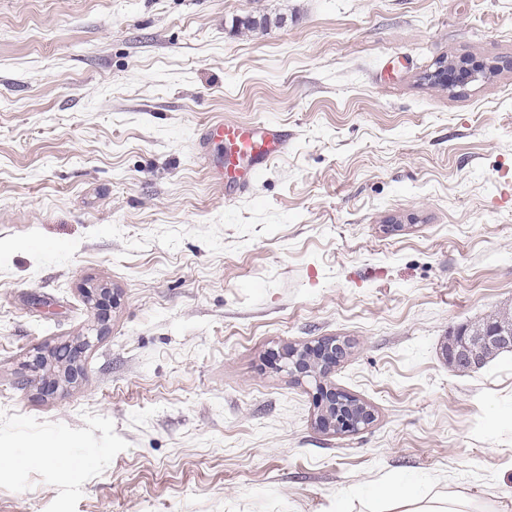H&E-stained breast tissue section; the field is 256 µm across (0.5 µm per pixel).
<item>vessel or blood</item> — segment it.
Returning a JSON list of instances; mask_svg holds the SVG:
<instances>
[{
    "instance_id": "vessel-or-blood-1",
    "label": "vessel or blood",
    "mask_w": 512,
    "mask_h": 512,
    "mask_svg": "<svg viewBox=\"0 0 512 512\" xmlns=\"http://www.w3.org/2000/svg\"><path fill=\"white\" fill-rule=\"evenodd\" d=\"M285 140V131L267 121L238 124L217 120L202 135L203 143L219 142L224 146L217 172L229 191L249 187L255 176L280 156Z\"/></svg>"
}]
</instances>
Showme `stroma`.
I'll return each mask as SVG.
<instances>
[{"instance_id": "obj_1", "label": "stroma", "mask_w": 512, "mask_h": 512, "mask_svg": "<svg viewBox=\"0 0 512 512\" xmlns=\"http://www.w3.org/2000/svg\"><path fill=\"white\" fill-rule=\"evenodd\" d=\"M214 119L288 132L246 191ZM508 309L512 0H0V512H498L512 353L444 351ZM333 337L354 432L282 366ZM320 390L322 401L319 421L324 427L336 429L342 427L344 430L357 431L367 425L366 413L370 412L371 416L373 415L368 407L361 410L358 403L337 394L336 389L331 385H321ZM377 494L389 502L386 512H467L470 503L464 489H452L443 496L427 497L398 485Z\"/></svg>"}]
</instances>
